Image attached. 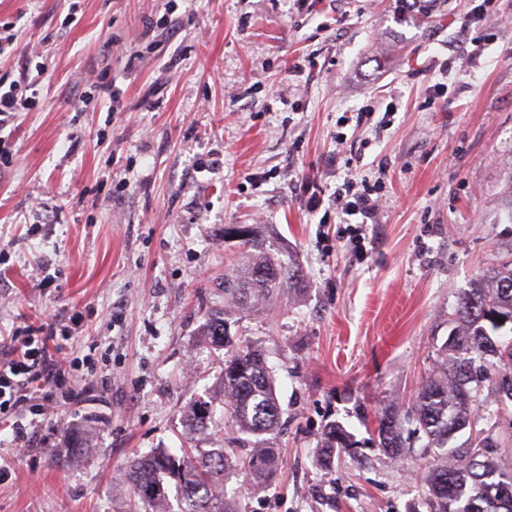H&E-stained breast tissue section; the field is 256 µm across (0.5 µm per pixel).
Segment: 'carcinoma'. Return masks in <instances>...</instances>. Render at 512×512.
Returning a JSON list of instances; mask_svg holds the SVG:
<instances>
[{
    "instance_id": "obj_1",
    "label": "carcinoma",
    "mask_w": 512,
    "mask_h": 512,
    "mask_svg": "<svg viewBox=\"0 0 512 512\" xmlns=\"http://www.w3.org/2000/svg\"><path fill=\"white\" fill-rule=\"evenodd\" d=\"M258 258L224 279V293L242 303L268 293H285L301 286L303 277L292 254L281 258L266 246L259 231L243 240ZM454 326L444 348L443 374L420 388L410 414L428 438L437 463L428 470L429 512H512V467L499 464L485 437L470 448H450L455 434L473 426L479 408L481 380L476 363L496 360L503 374L492 389L501 405L512 403V340L498 339L512 333V259L489 265L483 274L462 290L454 309ZM510 318L506 325L499 320ZM204 335L224 348L227 322L216 315L204 327ZM224 405L239 429L256 438L274 430L280 407L263 355L250 348L224 353L220 379ZM401 413L385 409L377 417L376 434L383 448H404ZM212 419V403L194 401L187 413L189 427L204 435ZM326 448L347 450L350 433L334 423L325 430ZM231 465L222 448L203 449L194 457L177 458L158 451L138 461L127 481L133 498L155 508L168 503L163 477L175 481L184 508L181 512H237L224 486L225 469ZM246 475L259 486L269 480L278 465L272 448H255L238 461Z\"/></svg>"
}]
</instances>
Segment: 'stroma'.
<instances>
[{
	"mask_svg": "<svg viewBox=\"0 0 512 512\" xmlns=\"http://www.w3.org/2000/svg\"><path fill=\"white\" fill-rule=\"evenodd\" d=\"M493 9L474 23L458 0L424 22L397 0H0L17 33L0 77L48 66L0 126V336L55 313L64 350L91 359L9 459L0 512H132L133 461L246 455L220 401L224 354L203 334L220 311L231 347L263 354L281 409L273 477L254 490L225 473L238 512H427L426 438L399 455L373 428L439 371L460 291L512 250V0ZM309 176L328 194L380 181L363 257L335 213L306 209ZM239 224L298 256L301 288L225 296L251 258L224 235ZM199 398L206 437L184 417ZM480 399L490 418L455 443L490 434L511 465L512 405ZM331 423L354 446L327 458Z\"/></svg>",
	"mask_w": 512,
	"mask_h": 512,
	"instance_id": "stroma-1",
	"label": "stroma"
}]
</instances>
